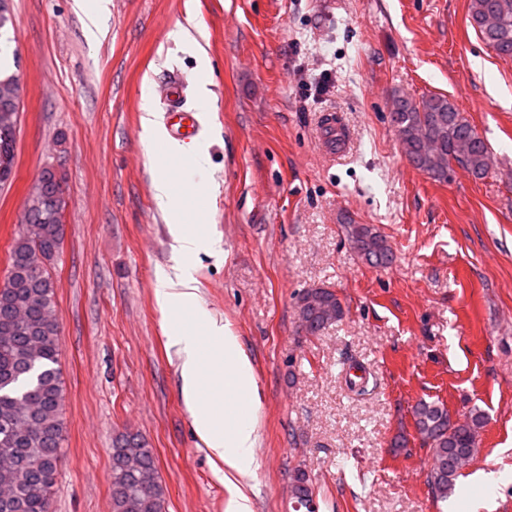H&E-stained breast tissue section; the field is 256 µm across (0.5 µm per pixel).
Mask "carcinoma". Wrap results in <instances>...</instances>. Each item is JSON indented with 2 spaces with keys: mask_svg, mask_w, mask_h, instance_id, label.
Wrapping results in <instances>:
<instances>
[{
  "mask_svg": "<svg viewBox=\"0 0 512 512\" xmlns=\"http://www.w3.org/2000/svg\"><path fill=\"white\" fill-rule=\"evenodd\" d=\"M469 23L498 56L512 57V0H470ZM391 112L400 147L418 170L438 181L448 180L454 165L477 179L488 173L486 143L448 97L397 93ZM5 129L0 124V169L10 172L16 138ZM41 178L0 284V512H52L64 441L60 327L46 262L63 244L66 197L59 175L46 168ZM343 228L361 260L376 267L393 263V251L374 225L349 218ZM295 307L298 322L312 336L346 316L342 300L326 286L305 289ZM413 417L418 434L433 449L432 491L446 500L476 457L485 417L476 411L459 422L435 401L419 402ZM294 497L315 512L314 492L303 472L296 475ZM112 512H165L155 453L130 432L112 440Z\"/></svg>",
  "mask_w": 512,
  "mask_h": 512,
  "instance_id": "obj_1",
  "label": "carcinoma"
}]
</instances>
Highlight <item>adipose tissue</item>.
<instances>
[{"label": "adipose tissue", "instance_id": "ef3b65f1", "mask_svg": "<svg viewBox=\"0 0 512 512\" xmlns=\"http://www.w3.org/2000/svg\"><path fill=\"white\" fill-rule=\"evenodd\" d=\"M152 191L169 217L172 263L159 270L154 296L178 356L181 396L213 464L245 476L257 440L252 365L237 336L200 304L195 286L192 259L214 241L206 223L187 222L167 169L156 170Z\"/></svg>", "mask_w": 512, "mask_h": 512}]
</instances>
